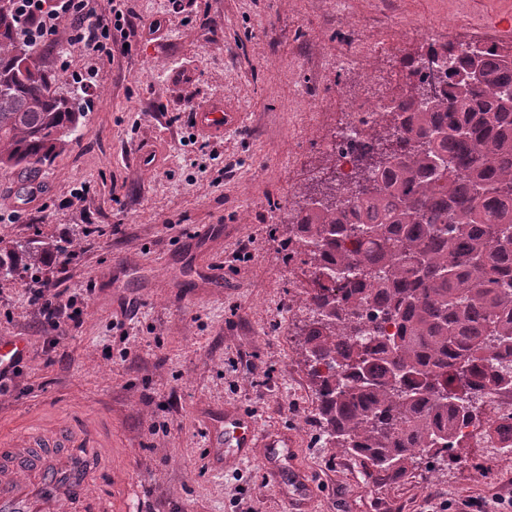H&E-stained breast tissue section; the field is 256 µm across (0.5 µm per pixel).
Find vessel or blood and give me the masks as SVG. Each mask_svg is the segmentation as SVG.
<instances>
[{
    "label": "vessel or blood",
    "mask_w": 512,
    "mask_h": 512,
    "mask_svg": "<svg viewBox=\"0 0 512 512\" xmlns=\"http://www.w3.org/2000/svg\"><path fill=\"white\" fill-rule=\"evenodd\" d=\"M194 120L200 133L220 137L238 125L240 115L212 103L199 108ZM24 350L23 340L0 337V367L21 358ZM210 437L209 457L225 465L262 447L273 469L292 446L287 436H263L251 416L240 413L211 422ZM99 466L98 444L90 431L32 428L18 436L0 429V512H62L80 502L87 504V512H112L111 495H88Z\"/></svg>",
    "instance_id": "vessel-or-blood-1"
}]
</instances>
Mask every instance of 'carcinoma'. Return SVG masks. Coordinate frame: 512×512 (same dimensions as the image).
Instances as JSON below:
<instances>
[{
	"label": "carcinoma",
	"mask_w": 512,
	"mask_h": 512,
	"mask_svg": "<svg viewBox=\"0 0 512 512\" xmlns=\"http://www.w3.org/2000/svg\"><path fill=\"white\" fill-rule=\"evenodd\" d=\"M23 25L16 9L0 13V169L35 173L81 112ZM511 54L512 43L482 46L476 62L463 43L428 48L448 87L431 91L420 75L384 110L389 122L364 123L354 149L352 182L374 190L339 192L333 178L320 207L303 205L293 222L288 259L309 271L303 350L323 436L381 481L406 476L419 455L439 461L466 447L457 425L481 406L459 408V391L512 401ZM474 64L477 83L466 79ZM437 155L448 157L446 178L432 170ZM21 256L40 262L17 249L0 268Z\"/></svg>",
	"instance_id": "cac0c4a2"
}]
</instances>
